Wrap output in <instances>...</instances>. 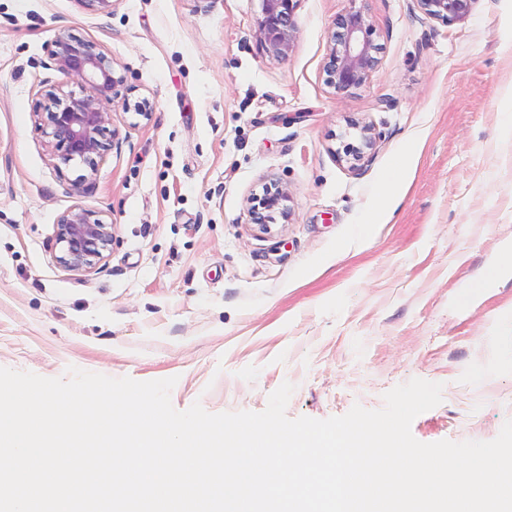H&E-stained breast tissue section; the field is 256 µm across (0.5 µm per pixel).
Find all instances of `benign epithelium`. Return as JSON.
I'll return each instance as SVG.
<instances>
[{"label": "benign epithelium", "instance_id": "1", "mask_svg": "<svg viewBox=\"0 0 512 512\" xmlns=\"http://www.w3.org/2000/svg\"><path fill=\"white\" fill-rule=\"evenodd\" d=\"M257 19L259 46L270 59L284 61L292 52L297 34L296 0H260ZM423 13L445 24L469 16L475 0H416ZM381 47L373 39V26L363 9L352 8L336 18V30L329 37L323 70L325 83L337 93L364 86L375 72ZM50 66L60 82L45 93L47 103H37L35 126L45 138L44 145L58 173L73 164L86 173L70 182V191L86 194L97 174L98 160L111 150L115 132L112 105L123 99L126 110L147 120L152 107L146 100L130 103L122 96L125 79L99 43L63 29L46 48ZM355 141L336 152L337 160L351 170L359 169L375 149L381 134L372 123L354 124ZM288 186L275 180L263 184L261 196L249 201L248 216L254 229L269 235L276 218L289 223ZM56 261L71 270L91 271L112 247L114 225L103 214L76 204L57 219Z\"/></svg>", "mask_w": 512, "mask_h": 512}]
</instances>
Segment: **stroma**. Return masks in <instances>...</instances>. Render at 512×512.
<instances>
[{
  "label": "stroma",
  "mask_w": 512,
  "mask_h": 512,
  "mask_svg": "<svg viewBox=\"0 0 512 512\" xmlns=\"http://www.w3.org/2000/svg\"><path fill=\"white\" fill-rule=\"evenodd\" d=\"M359 7L382 47L370 81L325 83L328 40ZM258 0H0V367L175 378L176 410L263 411L282 383L289 418L384 406L414 378L442 402L412 422L420 442L490 441L512 419V0H476L451 24L416 0H297L288 59L261 51ZM98 41L151 119L112 108L116 137L75 197L34 124L60 78L61 29ZM381 134L356 171L336 152L352 124ZM402 166L391 219L352 228ZM291 218L255 232L248 200L268 179ZM115 240L96 269L56 257L75 204Z\"/></svg>",
  "instance_id": "obj_1"
}]
</instances>
